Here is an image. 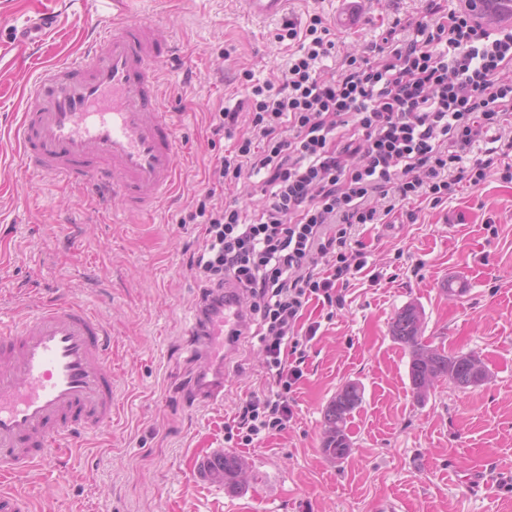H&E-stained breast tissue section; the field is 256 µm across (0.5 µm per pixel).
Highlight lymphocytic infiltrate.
I'll return each instance as SVG.
<instances>
[{"label": "lymphocytic infiltrate", "instance_id": "1", "mask_svg": "<svg viewBox=\"0 0 512 512\" xmlns=\"http://www.w3.org/2000/svg\"><path fill=\"white\" fill-rule=\"evenodd\" d=\"M284 37L297 48L281 77L246 87L247 114H214L216 132L236 141L187 215L203 227L190 270L206 295L238 289L271 380L224 424L243 446L292 420L288 396L319 329L302 325L304 311L343 305L367 265L360 228L401 207L416 223L413 203L486 180L494 135L512 149V26L425 0L419 20H394L358 53H341L317 14L287 22ZM337 55L333 74L324 61ZM252 180L264 204L249 219L224 194Z\"/></svg>", "mask_w": 512, "mask_h": 512}]
</instances>
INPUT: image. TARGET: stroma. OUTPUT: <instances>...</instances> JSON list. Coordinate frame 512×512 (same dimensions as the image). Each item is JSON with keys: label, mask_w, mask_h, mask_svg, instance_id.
<instances>
[{"label": "stroma", "mask_w": 512, "mask_h": 512, "mask_svg": "<svg viewBox=\"0 0 512 512\" xmlns=\"http://www.w3.org/2000/svg\"><path fill=\"white\" fill-rule=\"evenodd\" d=\"M422 0H363L357 24L339 31L354 51L393 20L418 17ZM339 0H293L287 16L258 19L242 0H0V315L29 301L70 294L112 328L117 414L51 469L19 489L56 512H512V182L491 174L414 224L364 226L367 265L334 313L309 304L320 328L305 348L304 375L290 394L287 429L244 447L224 440V422L264 367L256 338L224 364V400L193 402L202 289L187 266L202 228L183 223L208 172L232 142L213 135L211 115L244 101V72L276 78L288 62L277 39L286 20L321 15L334 25ZM58 26L31 48L14 38L35 11ZM155 22L174 39L165 100L177 126L179 184L153 218L99 211L66 187L43 184L21 164L11 131L32 80L25 63L79 53L95 24L115 11ZM423 314L427 342L470 353L486 381H437L426 397L409 379L411 353L391 326L405 307ZM350 382L363 401L343 459L321 449L324 411ZM236 456L232 489L201 467L210 454Z\"/></svg>", "instance_id": "obj_1"}]
</instances>
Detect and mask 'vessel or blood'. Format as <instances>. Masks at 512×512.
<instances>
[{
	"instance_id": "vessel-or-blood-1",
	"label": "vessel or blood",
	"mask_w": 512,
	"mask_h": 512,
	"mask_svg": "<svg viewBox=\"0 0 512 512\" xmlns=\"http://www.w3.org/2000/svg\"><path fill=\"white\" fill-rule=\"evenodd\" d=\"M257 18L288 0H244ZM174 47L150 20L112 15L71 62L44 65L26 93L13 137L36 175L119 197L128 212H153L179 180L178 137L165 112L163 65ZM245 312L232 297L196 313L203 354L195 394L224 397V363ZM112 332L80 300L61 295L0 320V512H33L14 484L70 454L76 434L112 423Z\"/></svg>"
}]
</instances>
